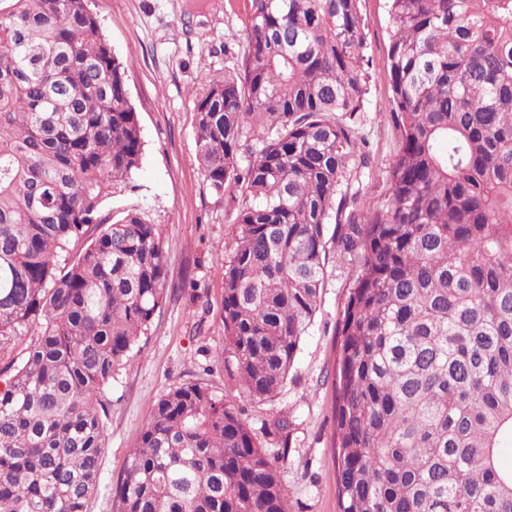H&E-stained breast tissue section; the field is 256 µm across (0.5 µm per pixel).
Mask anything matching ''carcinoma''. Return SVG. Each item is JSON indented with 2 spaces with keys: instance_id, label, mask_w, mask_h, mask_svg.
<instances>
[{
  "instance_id": "cac0c4a2",
  "label": "carcinoma",
  "mask_w": 512,
  "mask_h": 512,
  "mask_svg": "<svg viewBox=\"0 0 512 512\" xmlns=\"http://www.w3.org/2000/svg\"><path fill=\"white\" fill-rule=\"evenodd\" d=\"M381 202L356 114L362 0H249L240 62L196 103L198 159L241 200L224 371L283 388L324 287L340 512H512V0H389ZM126 65L87 0H0V512H89L112 379L168 295L160 225L112 197L143 158ZM30 337L20 347L22 337ZM270 455L201 382L160 396L112 512H289Z\"/></svg>"
}]
</instances>
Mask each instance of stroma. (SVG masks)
<instances>
[{
	"instance_id": "1",
	"label": "stroma",
	"mask_w": 512,
	"mask_h": 512,
	"mask_svg": "<svg viewBox=\"0 0 512 512\" xmlns=\"http://www.w3.org/2000/svg\"><path fill=\"white\" fill-rule=\"evenodd\" d=\"M115 56L127 66L129 99L139 115L144 153L134 189L112 199L113 212L144 208L162 227L170 293L133 362L112 382L108 447L90 512H112L111 490L164 392L201 382L242 411L268 452L279 444L276 423H291L288 454L279 461L290 512H338L333 465V402L337 336L350 270L326 268L313 321L276 396L257 400L224 372V260L236 226L227 197L205 180L196 148L195 103L240 58L248 0H90ZM371 103L357 117L375 177L363 202L375 206L386 189L397 133L382 110L388 87L385 0H364ZM191 281L197 299L181 286Z\"/></svg>"
}]
</instances>
